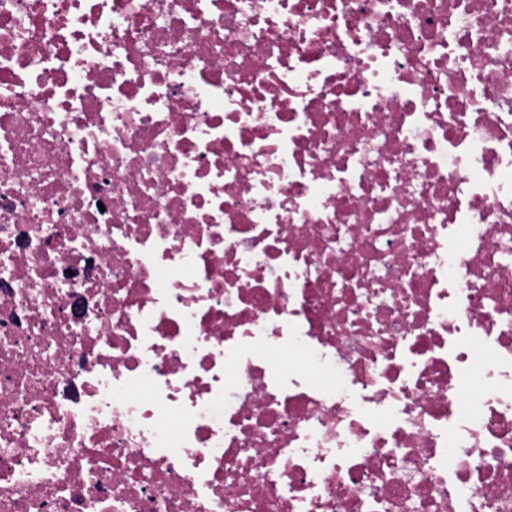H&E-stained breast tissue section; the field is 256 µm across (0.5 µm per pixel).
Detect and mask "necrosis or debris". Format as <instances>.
<instances>
[{"instance_id":"necrosis-or-debris-1","label":"necrosis or debris","mask_w":512,"mask_h":512,"mask_svg":"<svg viewBox=\"0 0 512 512\" xmlns=\"http://www.w3.org/2000/svg\"><path fill=\"white\" fill-rule=\"evenodd\" d=\"M0 512H512V0H0Z\"/></svg>"}]
</instances>
